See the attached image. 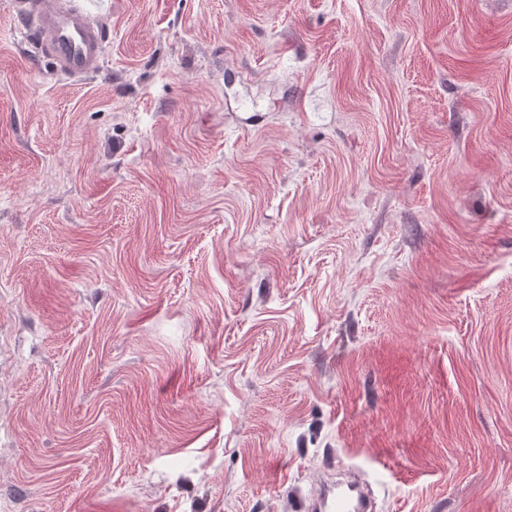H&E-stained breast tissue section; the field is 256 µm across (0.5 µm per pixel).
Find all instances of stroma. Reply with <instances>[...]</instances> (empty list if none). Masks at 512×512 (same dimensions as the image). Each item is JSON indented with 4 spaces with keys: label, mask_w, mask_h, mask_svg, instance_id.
<instances>
[{
    "label": "stroma",
    "mask_w": 512,
    "mask_h": 512,
    "mask_svg": "<svg viewBox=\"0 0 512 512\" xmlns=\"http://www.w3.org/2000/svg\"><path fill=\"white\" fill-rule=\"evenodd\" d=\"M0 0V512H512V0ZM74 0H17L18 17L37 60L49 58L72 80L96 75L103 63L104 34Z\"/></svg>",
    "instance_id": "1"
}]
</instances>
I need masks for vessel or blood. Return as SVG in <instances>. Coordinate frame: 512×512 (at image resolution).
I'll return each mask as SVG.
<instances>
[{
  "label": "vessel or blood",
  "mask_w": 512,
  "mask_h": 512,
  "mask_svg": "<svg viewBox=\"0 0 512 512\" xmlns=\"http://www.w3.org/2000/svg\"><path fill=\"white\" fill-rule=\"evenodd\" d=\"M17 8L36 57L49 58L59 72L76 81L100 71L103 30L75 0H17Z\"/></svg>",
  "instance_id": "vessel-or-blood-1"
}]
</instances>
